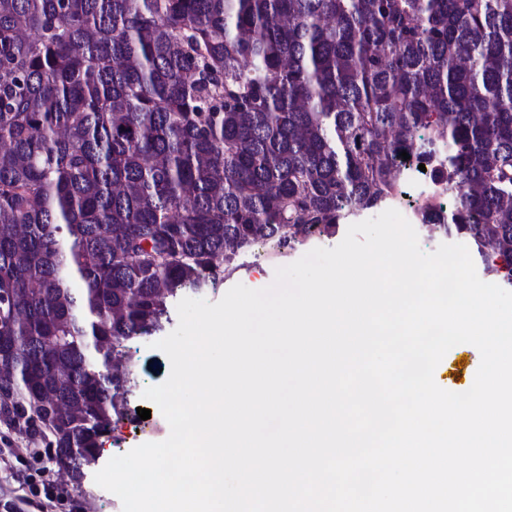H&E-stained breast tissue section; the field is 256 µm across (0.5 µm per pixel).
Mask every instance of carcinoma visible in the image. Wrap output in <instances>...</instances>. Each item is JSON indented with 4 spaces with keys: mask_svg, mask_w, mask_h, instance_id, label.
<instances>
[{
    "mask_svg": "<svg viewBox=\"0 0 512 512\" xmlns=\"http://www.w3.org/2000/svg\"><path fill=\"white\" fill-rule=\"evenodd\" d=\"M0 425L70 478L127 343L437 163L512 288V0H0Z\"/></svg>",
    "mask_w": 512,
    "mask_h": 512,
    "instance_id": "1",
    "label": "carcinoma"
}]
</instances>
